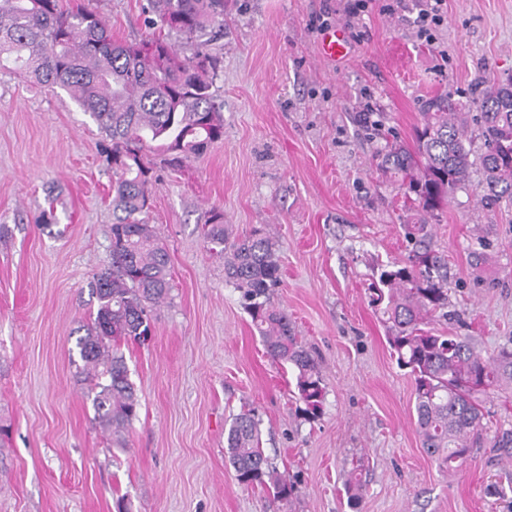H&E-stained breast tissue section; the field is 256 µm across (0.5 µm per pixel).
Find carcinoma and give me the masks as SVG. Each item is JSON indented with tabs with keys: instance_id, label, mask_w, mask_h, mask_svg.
<instances>
[{
	"instance_id": "obj_1",
	"label": "carcinoma",
	"mask_w": 512,
	"mask_h": 512,
	"mask_svg": "<svg viewBox=\"0 0 512 512\" xmlns=\"http://www.w3.org/2000/svg\"><path fill=\"white\" fill-rule=\"evenodd\" d=\"M148 8L167 33L128 43L114 40L86 7L69 10L63 0H0V68L67 91L97 124L112 169V266L88 282L97 309L76 346L83 371L94 381L99 426L115 436L131 427L140 408L120 342L147 340L150 315L173 288L168 252L146 220L152 168L145 151L154 148L179 163L224 135L221 106L211 92V57L198 47L182 58L171 42L173 35L193 42L206 27L222 26L224 0H148ZM473 125L485 148L483 198L512 208V159L506 160L512 156V77L484 83L477 97L432 98L415 147H385L380 166L401 179L407 198L434 211L469 186L466 141ZM404 230L412 248L404 264L380 266L371 304L386 324L391 356L413 378L421 448L449 467L480 447L486 432L471 377L485 390L512 381V351L485 359L469 337L429 327L432 317L447 315L448 256L435 248L431 225L406 224ZM203 237L221 247L225 281L241 294L266 353L292 369L304 413L318 417L322 379L288 312L271 301L280 279L274 233L263 225L236 236L213 210ZM226 453L239 484L265 485L279 501L294 494L295 485L261 448L254 411L232 419Z\"/></svg>"
}]
</instances>
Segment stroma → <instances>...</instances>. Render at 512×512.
Returning a JSON list of instances; mask_svg holds the SVG:
<instances>
[{"instance_id":"1","label":"stroma","mask_w":512,"mask_h":512,"mask_svg":"<svg viewBox=\"0 0 512 512\" xmlns=\"http://www.w3.org/2000/svg\"><path fill=\"white\" fill-rule=\"evenodd\" d=\"M147 0H63L113 39L155 35ZM225 0L222 35L201 41L224 136L173 171L155 165L148 221L175 288L143 345L122 343L140 397L124 438L94 419L76 340L110 266L112 172L96 123L61 89L0 70V512H512V450L478 448L444 468L420 445L413 380L370 305L381 264L403 262L406 224L432 226L448 256L450 318L484 357L512 349V210L482 198V170L425 212L377 167L412 144L429 99L512 76V0H447L421 38L426 0ZM327 16L351 50L319 53ZM218 209L238 235L272 225L294 322L325 387L319 417L273 362L202 224ZM489 436L512 432V384L479 397ZM255 410L262 446L292 498L243 487L225 451L233 416ZM362 502L351 508L350 482Z\"/></svg>"}]
</instances>
